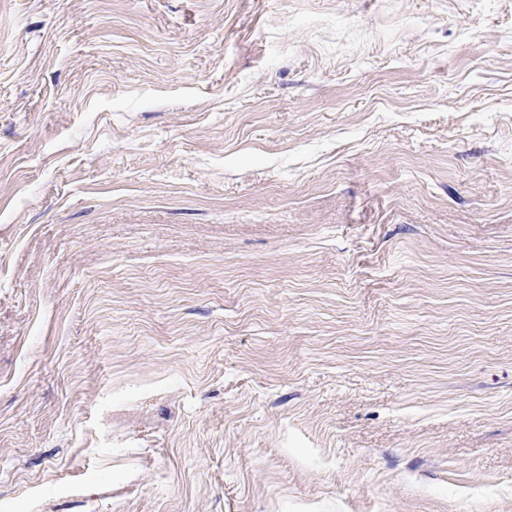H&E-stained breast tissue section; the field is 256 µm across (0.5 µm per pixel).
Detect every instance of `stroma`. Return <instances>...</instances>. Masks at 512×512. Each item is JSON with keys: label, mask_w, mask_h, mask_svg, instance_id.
Here are the masks:
<instances>
[{"label": "stroma", "mask_w": 512, "mask_h": 512, "mask_svg": "<svg viewBox=\"0 0 512 512\" xmlns=\"http://www.w3.org/2000/svg\"><path fill=\"white\" fill-rule=\"evenodd\" d=\"M0 512H512V0H0Z\"/></svg>", "instance_id": "1"}]
</instances>
